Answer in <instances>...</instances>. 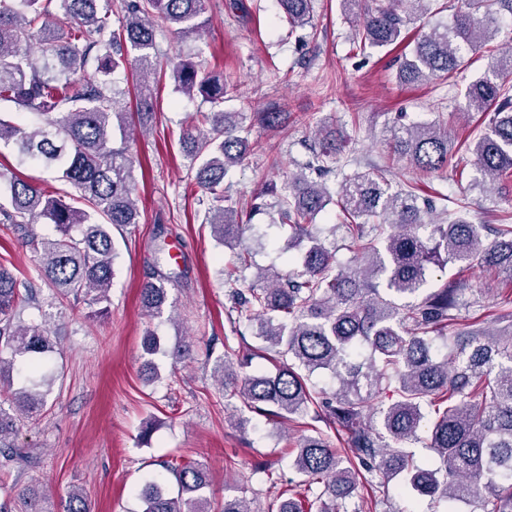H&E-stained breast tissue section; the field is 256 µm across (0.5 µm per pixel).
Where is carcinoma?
<instances>
[{
	"label": "carcinoma",
	"instance_id": "cac0c4a2",
	"mask_svg": "<svg viewBox=\"0 0 512 512\" xmlns=\"http://www.w3.org/2000/svg\"><path fill=\"white\" fill-rule=\"evenodd\" d=\"M293 28L312 22L313 0H277ZM356 11L357 47L390 48L402 41L408 11L422 0H341ZM205 0H120L122 17L112 29V0H0V101L36 117L16 120L0 112V144L19 157L53 171L72 191L46 194L38 185L0 168V222L24 232L37 257V280L56 297L109 309L116 251L112 228L139 223L134 160L129 141L134 127L126 112V90L116 74L134 65L141 110L152 108L150 78L160 66L158 28L185 40L204 27ZM507 12L512 0H461L455 25L434 26L403 57L398 79L421 83L446 78L463 63V51L480 49L492 39L490 16ZM176 88L198 102L183 128L184 159L203 189L204 223L219 244L240 247L235 262L250 266L242 247L253 225L240 223L239 211L224 194L229 167L246 159L248 137L224 111L234 85L224 74L191 62H172ZM505 66L490 56L488 71L466 91L467 111L492 112L485 132L473 145L481 181L512 177V95ZM209 106L203 110V106ZM321 151L308 168L323 172L343 150L336 129L319 128ZM395 152L407 166L432 173L448 164V134L439 122H413L394 129ZM414 188L391 186L366 172L345 177L337 204L351 259L336 262L335 250L309 232V223L329 196L322 184L301 172L288 182L279 217L305 235L311 245L301 269L263 275L265 283L228 291V310L257 325L256 338L274 353V375L246 371L249 357L225 355L214 373L233 388L252 412L294 422L336 425L338 453L325 432L297 441L293 470L323 483L314 499L288 497L278 512H336V501L358 489L383 488L396 480L401 493L456 504H475L471 512H512V330L479 328L457 337L455 349L440 359L433 341L460 306L453 282L429 287L428 266L461 264L486 267L512 284V225L502 224L485 241L483 225L466 219L423 223ZM379 217L381 222L371 223ZM54 224L53 236L35 232L39 219ZM428 234H422V231ZM35 280V281H37ZM35 281L20 280L0 267V453L7 461L24 458L12 439L18 423L38 415L47 404L53 381L45 377L13 388L19 366L36 373L55 351L52 331L43 323L16 318L20 304L33 299ZM164 273L142 285V310L162 315L167 303ZM326 370L339 383L332 397L309 385ZM395 399L387 406L370 403L377 393ZM427 434L436 456L420 466L408 444ZM178 495L156 479L141 492L143 512H251L246 502L226 497L214 503L205 495L208 477L202 465L182 461L167 465ZM21 512H54L46 495L28 489L19 495ZM63 512H88L86 498L70 491Z\"/></svg>",
	"mask_w": 512,
	"mask_h": 512
}]
</instances>
